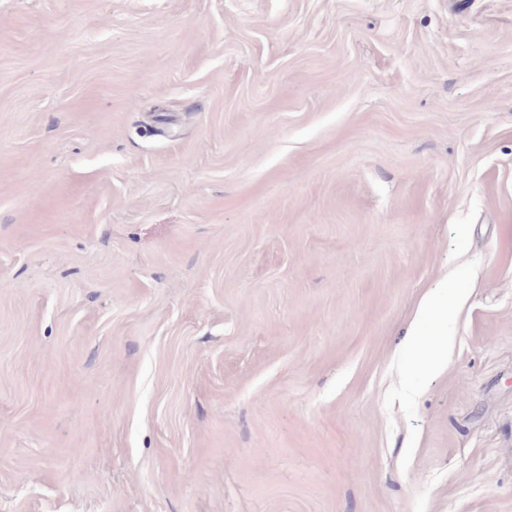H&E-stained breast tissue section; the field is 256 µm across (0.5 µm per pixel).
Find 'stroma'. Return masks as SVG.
<instances>
[{
  "label": "stroma",
  "mask_w": 512,
  "mask_h": 512,
  "mask_svg": "<svg viewBox=\"0 0 512 512\" xmlns=\"http://www.w3.org/2000/svg\"><path fill=\"white\" fill-rule=\"evenodd\" d=\"M0 512H512V0H0ZM448 288L445 283L436 284L423 301L422 309L425 313L438 314L448 319L451 315V306L444 303V289Z\"/></svg>",
  "instance_id": "stroma-1"
}]
</instances>
